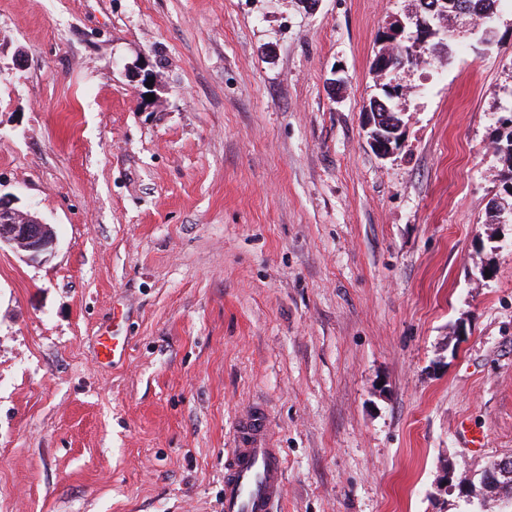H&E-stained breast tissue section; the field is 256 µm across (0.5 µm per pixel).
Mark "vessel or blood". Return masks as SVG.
<instances>
[{
	"label": "vessel or blood",
	"mask_w": 512,
	"mask_h": 512,
	"mask_svg": "<svg viewBox=\"0 0 512 512\" xmlns=\"http://www.w3.org/2000/svg\"><path fill=\"white\" fill-rule=\"evenodd\" d=\"M242 438L224 463V512H275L283 495L284 457L266 442L264 419L236 425Z\"/></svg>",
	"instance_id": "1"
}]
</instances>
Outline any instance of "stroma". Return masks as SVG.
Returning <instances> with one entry per match:
<instances>
[{"mask_svg": "<svg viewBox=\"0 0 512 512\" xmlns=\"http://www.w3.org/2000/svg\"><path fill=\"white\" fill-rule=\"evenodd\" d=\"M419 13L0 0V193L56 235L37 262L0 246V512H224L249 411L284 454L277 512H512L439 469L512 457V0L487 40L378 71ZM372 112H379L380 116L385 117L386 121L391 120L394 114L387 113L388 111L384 105H374L372 101L370 102V108L368 106L366 109L369 143L380 158H385L393 154L396 149L395 142L398 145L401 143L403 123H396L395 121L380 123L377 113L373 114Z\"/></svg>", "mask_w": 512, "mask_h": 512, "instance_id": "1", "label": "stroma"}]
</instances>
